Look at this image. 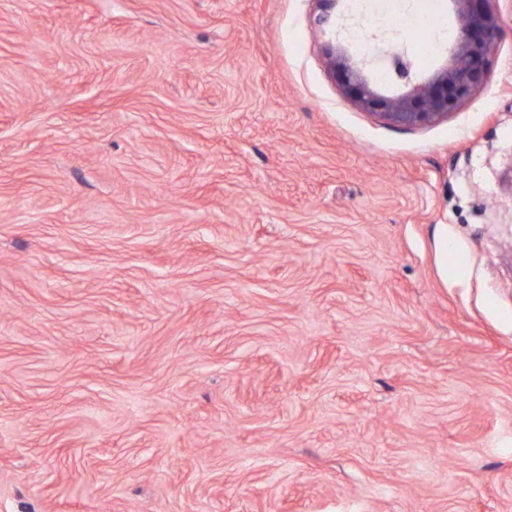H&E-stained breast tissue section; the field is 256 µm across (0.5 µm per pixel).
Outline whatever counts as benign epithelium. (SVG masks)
Wrapping results in <instances>:
<instances>
[{
    "instance_id": "7a95c632",
    "label": "benign epithelium",
    "mask_w": 512,
    "mask_h": 512,
    "mask_svg": "<svg viewBox=\"0 0 512 512\" xmlns=\"http://www.w3.org/2000/svg\"><path fill=\"white\" fill-rule=\"evenodd\" d=\"M449 2L458 17V31L446 64L429 78L418 79L404 52L393 47L387 52L390 67L396 80L409 89L398 95L383 94L368 76V56L355 59L344 51L338 53L336 44L329 41L326 56L331 73L338 76L343 89L362 108L376 111V116L391 125L415 128L448 117L450 111L481 90L489 45L497 30L493 0Z\"/></svg>"
}]
</instances>
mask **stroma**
<instances>
[{"mask_svg":"<svg viewBox=\"0 0 512 512\" xmlns=\"http://www.w3.org/2000/svg\"><path fill=\"white\" fill-rule=\"evenodd\" d=\"M370 5L445 64L448 0ZM495 10L482 90L402 128L318 0H0V512H512Z\"/></svg>","mask_w":512,"mask_h":512,"instance_id":"1","label":"stroma"}]
</instances>
